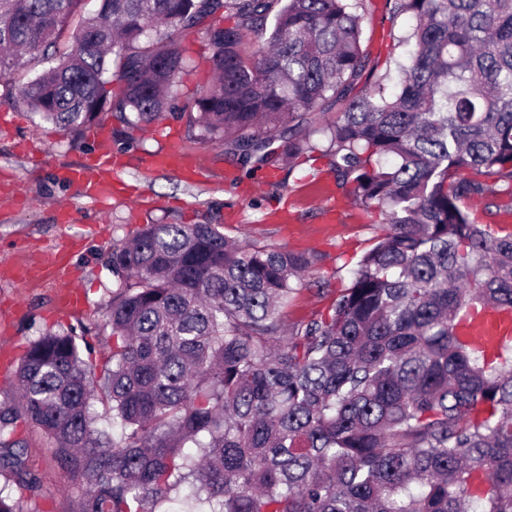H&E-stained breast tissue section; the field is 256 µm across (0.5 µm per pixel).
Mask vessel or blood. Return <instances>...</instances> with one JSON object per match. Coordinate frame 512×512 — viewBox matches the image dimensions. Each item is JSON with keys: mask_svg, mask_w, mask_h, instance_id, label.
Masks as SVG:
<instances>
[{"mask_svg": "<svg viewBox=\"0 0 512 512\" xmlns=\"http://www.w3.org/2000/svg\"><path fill=\"white\" fill-rule=\"evenodd\" d=\"M96 140L95 151L88 154L78 168L65 171L63 177L78 182L82 187L84 198L91 203L99 204L111 193L112 179L127 161L128 156L113 150L112 143L105 134H97ZM155 165L159 168L177 171L189 179L198 177L202 172V167L196 158L175 146L159 156ZM39 271L43 277L62 285L63 291L57 296V303L61 309L74 308L78 295L66 287L69 280L66 255L55 250L45 252L39 265Z\"/></svg>", "mask_w": 512, "mask_h": 512, "instance_id": "1", "label": "vessel or blood"}]
</instances>
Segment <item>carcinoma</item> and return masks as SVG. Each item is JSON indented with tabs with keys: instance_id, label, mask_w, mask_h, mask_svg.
I'll return each mask as SVG.
<instances>
[{
	"instance_id": "cac0c4a2",
	"label": "carcinoma",
	"mask_w": 512,
	"mask_h": 512,
	"mask_svg": "<svg viewBox=\"0 0 512 512\" xmlns=\"http://www.w3.org/2000/svg\"><path fill=\"white\" fill-rule=\"evenodd\" d=\"M83 4L0 0L4 98L71 136L105 114L143 130L202 29L201 142L243 165L323 158L382 224L327 311L293 325L310 254L214 224L113 244L102 371L85 336L46 332L0 404L12 485L38 492L30 426L81 485L75 512H512V334L475 333L488 310L512 320V0H384L389 31L411 25L383 60L367 0H100L26 78L24 55L57 47Z\"/></svg>"
}]
</instances>
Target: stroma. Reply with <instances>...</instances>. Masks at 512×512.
I'll use <instances>...</instances> for the list:
<instances>
[{"label": "stroma", "instance_id": "obj_1", "mask_svg": "<svg viewBox=\"0 0 512 512\" xmlns=\"http://www.w3.org/2000/svg\"><path fill=\"white\" fill-rule=\"evenodd\" d=\"M184 46L189 70L173 86L175 109L161 124L174 130L183 150L199 158L203 174L193 181L152 165L167 145L164 136L127 129L111 116L102 130L133 162L119 172L110 199L100 206L88 203L79 184L61 180L59 173L77 167L92 151L90 134L71 137L23 105L0 102V190L16 198L12 204L0 201V362H17L29 341L43 332L73 329L85 332L91 345L83 359L103 367L112 351L104 327L113 280L106 255L113 243L148 224H219L230 237L246 235L317 256L312 273L327 276L329 290L297 294L286 311L291 324L326 311L351 264L370 246L379 216L348 204L334 222L325 221L326 198L336 193L325 170L305 164L291 171L277 168L273 180L264 181L261 168L239 167L231 155L200 142L197 129L176 111L210 84V51L200 30L189 34ZM64 206L71 210L66 224L58 218ZM48 249L64 250L70 258L81 300L72 314H58L53 283L11 275L12 267L29 265ZM22 435L26 464L39 482L36 498L24 501L23 512H73L79 485L66 480L40 431L26 429Z\"/></svg>", "mask_w": 512, "mask_h": 512}]
</instances>
